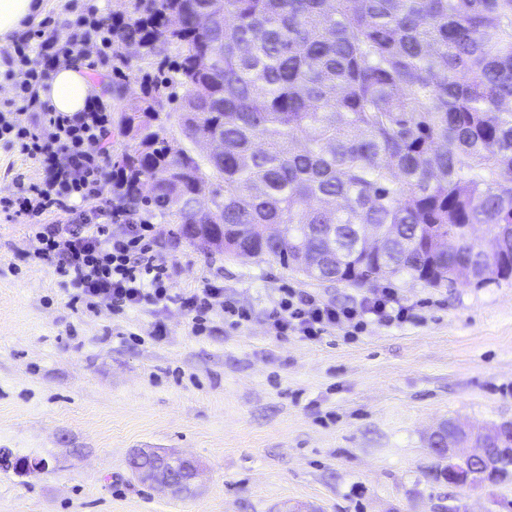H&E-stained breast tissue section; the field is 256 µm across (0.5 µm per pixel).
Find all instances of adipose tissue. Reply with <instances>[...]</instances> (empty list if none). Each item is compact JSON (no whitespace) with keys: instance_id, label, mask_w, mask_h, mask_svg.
Segmentation results:
<instances>
[{"instance_id":"1","label":"adipose tissue","mask_w":512,"mask_h":512,"mask_svg":"<svg viewBox=\"0 0 512 512\" xmlns=\"http://www.w3.org/2000/svg\"><path fill=\"white\" fill-rule=\"evenodd\" d=\"M37 13L34 0H0V44L9 43L24 31ZM94 93L83 62L72 61L54 68L40 96L54 111L72 115L87 111Z\"/></svg>"}]
</instances>
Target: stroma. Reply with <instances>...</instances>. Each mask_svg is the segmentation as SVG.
Here are the masks:
<instances>
[{
	"label": "stroma",
	"instance_id": "stroma-1",
	"mask_svg": "<svg viewBox=\"0 0 512 512\" xmlns=\"http://www.w3.org/2000/svg\"><path fill=\"white\" fill-rule=\"evenodd\" d=\"M38 2L61 35L117 9ZM39 176L0 144V448L14 460L0 467V512H512V482L436 481L430 448L448 420L512 421V279L386 278L410 321L276 336L267 313L284 289L352 303L375 288L207 250L155 216L173 292L216 286L223 305L199 334L176 305L90 311L3 206ZM227 303L247 319L230 324ZM140 450L195 460L191 489L137 480Z\"/></svg>",
	"mask_w": 512,
	"mask_h": 512
}]
</instances>
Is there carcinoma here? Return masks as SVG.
I'll return each instance as SVG.
<instances>
[{"label": "carcinoma", "instance_id": "1", "mask_svg": "<svg viewBox=\"0 0 512 512\" xmlns=\"http://www.w3.org/2000/svg\"><path fill=\"white\" fill-rule=\"evenodd\" d=\"M121 17L112 70L136 46L141 93L108 87L133 141L117 166L191 243L356 287L512 276V0H125ZM206 132L223 151L184 145Z\"/></svg>", "mask_w": 512, "mask_h": 512}]
</instances>
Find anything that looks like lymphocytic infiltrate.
Masks as SVG:
<instances>
[{"mask_svg": "<svg viewBox=\"0 0 512 512\" xmlns=\"http://www.w3.org/2000/svg\"><path fill=\"white\" fill-rule=\"evenodd\" d=\"M111 43V22L84 21L72 33L46 39L42 51L52 60L75 61L86 59L89 46ZM6 62L23 72L15 97L0 109V142L19 146L42 171L40 181L14 202L16 215L31 220L40 256L56 261L59 275L77 289L87 309L105 303L121 315L145 304H177L192 314L196 330H204L224 291L208 286L187 296L173 293L168 268L155 253L154 225L131 202H112V189H124L125 181L108 161L112 115L104 103L94 100L89 111L72 115L53 111L39 95L47 72L29 67L19 48ZM116 224L123 225L122 234H113ZM411 317L410 307L389 288L352 305L289 288L268 314L275 335L309 340L342 324L359 330L370 321L391 325Z\"/></svg>", "mask_w": 512, "mask_h": 512, "instance_id": "f902f5d3", "label": "lymphocytic infiltrate"}]
</instances>
